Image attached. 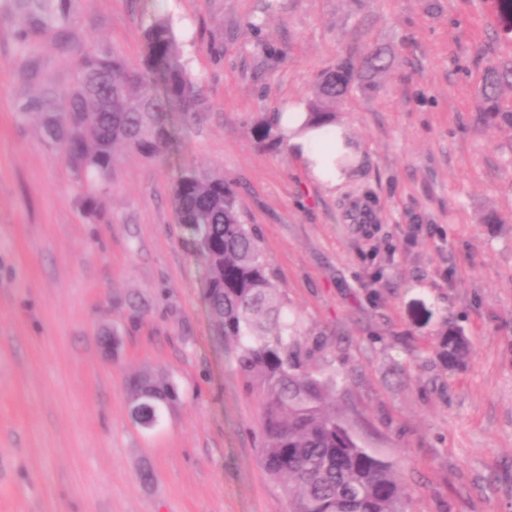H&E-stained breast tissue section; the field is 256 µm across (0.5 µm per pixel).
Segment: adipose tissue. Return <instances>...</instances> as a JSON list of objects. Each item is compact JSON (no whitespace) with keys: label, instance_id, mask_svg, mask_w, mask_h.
Returning <instances> with one entry per match:
<instances>
[{"label":"adipose tissue","instance_id":"1","mask_svg":"<svg viewBox=\"0 0 512 512\" xmlns=\"http://www.w3.org/2000/svg\"><path fill=\"white\" fill-rule=\"evenodd\" d=\"M296 118L284 127L289 154L298 159L318 182L335 186L343 182L349 171L347 158L356 154V147L347 125L337 122L328 129L306 125L304 106L294 109Z\"/></svg>","mask_w":512,"mask_h":512}]
</instances>
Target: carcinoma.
<instances>
[{"label":"carcinoma","mask_w":512,"mask_h":512,"mask_svg":"<svg viewBox=\"0 0 512 512\" xmlns=\"http://www.w3.org/2000/svg\"><path fill=\"white\" fill-rule=\"evenodd\" d=\"M76 0H11L13 38L22 50L20 73L39 86L18 102L22 117L36 116L50 147L96 210L112 179L121 151L149 159L170 144L163 116L177 107L188 118L207 109L203 85L188 72L171 24L153 20L144 30V49L132 61L113 47L87 42L73 27ZM48 36L62 60L74 59L67 85L43 83L45 61L33 52L32 39ZM393 59L378 47L336 61L319 77L309 116L321 125L334 122L329 105L360 87L372 90L371 78L389 70ZM512 59L489 65L478 87V112L488 123L512 128ZM283 112H268L254 128L255 137L285 147L280 132ZM178 223L190 244L206 260L204 301L217 335L236 345V369L247 387L259 389L262 410L260 456L267 475L281 483L289 512H401L405 495L402 468L363 447L345 421L329 409L336 377L311 365L314 352L302 340L288 304L275 285L261 239L244 223L237 192L224 176L187 165L173 180ZM467 340L451 331L442 356L458 366ZM131 404L144 402L150 412L136 422H161L179 398L169 380L143 373L129 381Z\"/></svg>","instance_id":"carcinoma-1"}]
</instances>
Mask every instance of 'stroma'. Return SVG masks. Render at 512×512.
I'll use <instances>...</instances> for the list:
<instances>
[{"label":"stroma","mask_w":512,"mask_h":512,"mask_svg":"<svg viewBox=\"0 0 512 512\" xmlns=\"http://www.w3.org/2000/svg\"><path fill=\"white\" fill-rule=\"evenodd\" d=\"M77 4V32L132 60L166 18L208 110L168 114L165 162L120 153L91 211L16 112L29 89L0 0V512H288L261 464L258 394L176 220L173 179L193 163L234 183L317 368L339 381L334 404L403 467L404 512H512V129L483 123L476 98L484 68L512 58L501 0ZM367 45L394 64L337 102L360 156L327 187L253 127ZM363 196L365 228L346 219ZM452 329L469 341L456 368L441 355ZM145 371L180 395L151 430L129 416Z\"/></svg>","instance_id":"obj_1"}]
</instances>
